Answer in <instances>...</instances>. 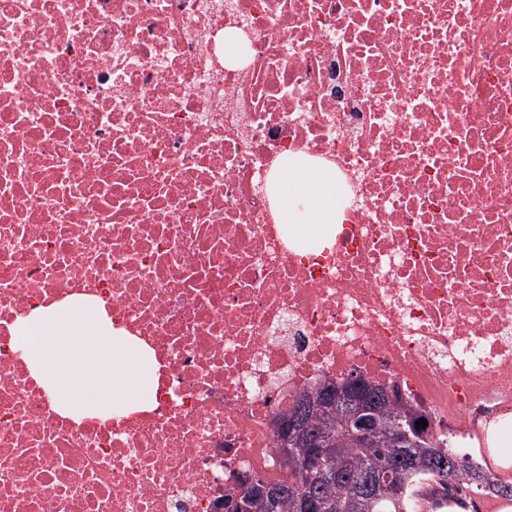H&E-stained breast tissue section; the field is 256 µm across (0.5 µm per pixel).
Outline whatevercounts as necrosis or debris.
<instances>
[{"label":"necrosis or debris","mask_w":512,"mask_h":512,"mask_svg":"<svg viewBox=\"0 0 512 512\" xmlns=\"http://www.w3.org/2000/svg\"><path fill=\"white\" fill-rule=\"evenodd\" d=\"M292 157L341 192L310 252ZM74 296L153 355L150 409L31 376L12 325ZM353 372L459 447L512 424V0H0V512H223ZM268 178L276 188L282 224H289L303 243L322 244L337 220L335 173L328 168L301 167L293 162Z\"/></svg>","instance_id":"necrosis-or-debris-1"}]
</instances>
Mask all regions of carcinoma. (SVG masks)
I'll use <instances>...</instances> for the list:
<instances>
[{
	"mask_svg": "<svg viewBox=\"0 0 512 512\" xmlns=\"http://www.w3.org/2000/svg\"><path fill=\"white\" fill-rule=\"evenodd\" d=\"M333 383H324L313 390L298 395L291 409L279 419L275 448L278 457L288 461V417L295 416L301 405L311 401L318 405L316 412L303 411V423L308 429L323 426L336 427V423L348 416V409H339L336 403L327 401L325 394ZM353 395L366 397L374 408L388 417L401 419L403 423L416 422L422 418L419 411L409 404L400 393L386 397L387 388L355 376L350 382ZM339 451L326 462L325 469L305 474L297 469H288V478L266 480L256 477L249 487H240L233 497L224 498V512H408L410 497L422 485H431L433 490L455 498V492L464 483L473 491H480L483 480L494 496L512 497V483L507 484L493 478L485 469L473 476L466 473L453 482L448 481V471L434 467L440 449L446 447L444 436L436 434L429 427L417 428V443L412 449L411 464L403 469L389 485L386 497L369 510V501L357 489V476L368 470L385 468L393 462L395 450L387 438L378 439L372 446H357L341 432L337 433ZM277 486L272 508H267L262 499V490L268 484Z\"/></svg>",
	"mask_w": 512,
	"mask_h": 512,
	"instance_id": "1",
	"label": "carcinoma"
}]
</instances>
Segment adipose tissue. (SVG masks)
Listing matches in <instances>:
<instances>
[{
  "mask_svg": "<svg viewBox=\"0 0 512 512\" xmlns=\"http://www.w3.org/2000/svg\"><path fill=\"white\" fill-rule=\"evenodd\" d=\"M282 223L308 245L322 244L337 220L335 173L324 167L284 166L269 177Z\"/></svg>",
  "mask_w": 512,
  "mask_h": 512,
  "instance_id": "adipose-tissue-1",
  "label": "adipose tissue"
}]
</instances>
